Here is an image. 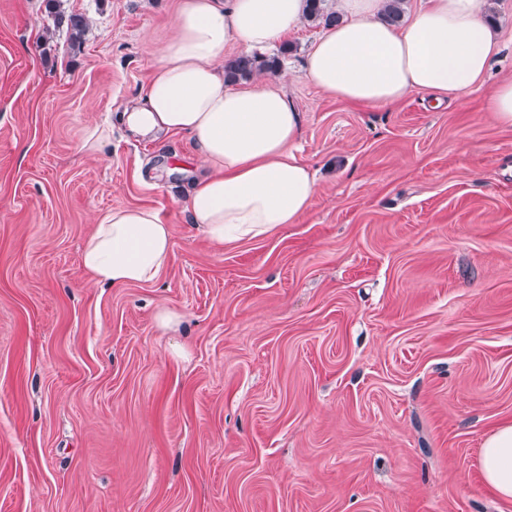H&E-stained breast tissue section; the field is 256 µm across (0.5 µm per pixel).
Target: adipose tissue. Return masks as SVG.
Returning <instances> with one entry per match:
<instances>
[{"label":"adipose tissue","mask_w":512,"mask_h":512,"mask_svg":"<svg viewBox=\"0 0 512 512\" xmlns=\"http://www.w3.org/2000/svg\"><path fill=\"white\" fill-rule=\"evenodd\" d=\"M385 0H339L343 18L311 46L306 76L322 93L383 107L413 92L456 97L490 70L499 47L485 0H427L404 23L382 18ZM306 0H180L171 39L142 96L118 118L143 140L187 134L205 171L185 211L216 243L256 239L296 223L317 191L293 147L301 115L265 76L230 83L228 48L263 49L304 20ZM172 256L171 227L150 207L107 212L87 238L81 266L99 285L154 282ZM484 481L512 500V422L480 452Z\"/></svg>","instance_id":"obj_1"}]
</instances>
